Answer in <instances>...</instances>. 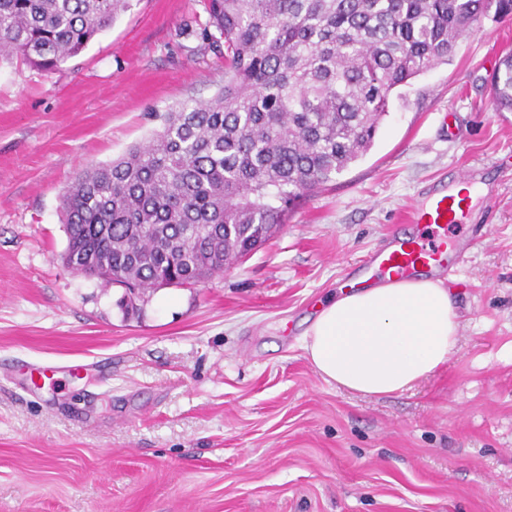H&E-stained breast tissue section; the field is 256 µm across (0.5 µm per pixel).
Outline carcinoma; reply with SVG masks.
<instances>
[{
    "label": "carcinoma",
    "mask_w": 512,
    "mask_h": 512,
    "mask_svg": "<svg viewBox=\"0 0 512 512\" xmlns=\"http://www.w3.org/2000/svg\"><path fill=\"white\" fill-rule=\"evenodd\" d=\"M224 87L64 193V263L139 293L203 282L277 232L286 210L372 147L392 92L448 63L512 0H206ZM130 0H0V56L56 71ZM512 112V54L492 73Z\"/></svg>",
    "instance_id": "cac0c4a2"
}]
</instances>
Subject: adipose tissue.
<instances>
[{
  "mask_svg": "<svg viewBox=\"0 0 512 512\" xmlns=\"http://www.w3.org/2000/svg\"><path fill=\"white\" fill-rule=\"evenodd\" d=\"M459 329L452 292L442 280L349 282L318 305L302 345L325 382L385 396L413 388L445 364Z\"/></svg>",
  "mask_w": 512,
  "mask_h": 512,
  "instance_id": "adipose-tissue-1",
  "label": "adipose tissue"
}]
</instances>
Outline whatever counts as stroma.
<instances>
[{"mask_svg": "<svg viewBox=\"0 0 512 512\" xmlns=\"http://www.w3.org/2000/svg\"><path fill=\"white\" fill-rule=\"evenodd\" d=\"M207 18L205 0H132L55 73L0 61V512H512V112L488 63L512 18L395 90L367 154L268 243L129 307L63 263L62 195L223 87ZM466 168L497 199L448 276L456 351L399 394L327 384L302 348L316 305Z\"/></svg>", "mask_w": 512, "mask_h": 512, "instance_id": "35a3bbf8", "label": "stroma"}]
</instances>
